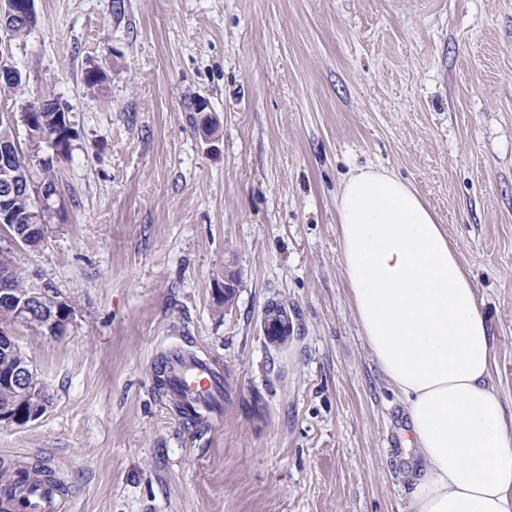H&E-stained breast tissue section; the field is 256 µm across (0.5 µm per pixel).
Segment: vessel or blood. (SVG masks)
I'll return each mask as SVG.
<instances>
[{"label":"vessel or blood","mask_w":512,"mask_h":512,"mask_svg":"<svg viewBox=\"0 0 512 512\" xmlns=\"http://www.w3.org/2000/svg\"><path fill=\"white\" fill-rule=\"evenodd\" d=\"M167 393L198 420H209L213 399L223 390L220 374L208 364L173 353L165 371ZM61 491L50 483L32 482L25 474L0 473V512H65Z\"/></svg>","instance_id":"1"}]
</instances>
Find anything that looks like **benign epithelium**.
<instances>
[{"label":"benign epithelium","instance_id":"benign-epithelium-1","mask_svg":"<svg viewBox=\"0 0 512 512\" xmlns=\"http://www.w3.org/2000/svg\"><path fill=\"white\" fill-rule=\"evenodd\" d=\"M35 13L34 0H5L0 10V29H8L15 23L26 22ZM16 139L0 140V223H11L9 204L16 193L26 190L24 181L13 170V146ZM38 215L50 212L57 195V188L38 185L31 188ZM235 295V281L224 277V287L216 289V300L229 308ZM11 307L12 324L36 322L45 326L48 334L58 331L63 322L65 309L42 298L39 290H32L20 297L12 280L0 275V305ZM19 345L15 341L13 328L0 333V391L7 390L16 397V402L0 407V425H24L39 419L47 410L44 385L37 378L30 357L18 358Z\"/></svg>","mask_w":512,"mask_h":512}]
</instances>
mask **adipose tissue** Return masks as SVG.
Here are the masks:
<instances>
[{"label":"adipose tissue","instance_id":"obj_1","mask_svg":"<svg viewBox=\"0 0 512 512\" xmlns=\"http://www.w3.org/2000/svg\"><path fill=\"white\" fill-rule=\"evenodd\" d=\"M336 214L355 319L422 462L411 512H512V422L488 385L490 325L447 227L374 166L343 181Z\"/></svg>","mask_w":512,"mask_h":512}]
</instances>
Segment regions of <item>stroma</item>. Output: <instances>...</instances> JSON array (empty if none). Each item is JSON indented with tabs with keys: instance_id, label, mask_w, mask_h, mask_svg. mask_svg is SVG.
Wrapping results in <instances>:
<instances>
[{
	"instance_id": "stroma-1",
	"label": "stroma",
	"mask_w": 512,
	"mask_h": 512,
	"mask_svg": "<svg viewBox=\"0 0 512 512\" xmlns=\"http://www.w3.org/2000/svg\"><path fill=\"white\" fill-rule=\"evenodd\" d=\"M35 12L23 38L0 29L21 75L0 113L69 108L46 242L19 257L72 315L61 336L15 328L49 403L0 427V466L52 469L69 512H409L404 404L338 262L336 195L368 165L411 183L458 245L512 415V0ZM273 300L282 343L263 332ZM187 340L229 370L204 428L156 386L159 356Z\"/></svg>"
}]
</instances>
